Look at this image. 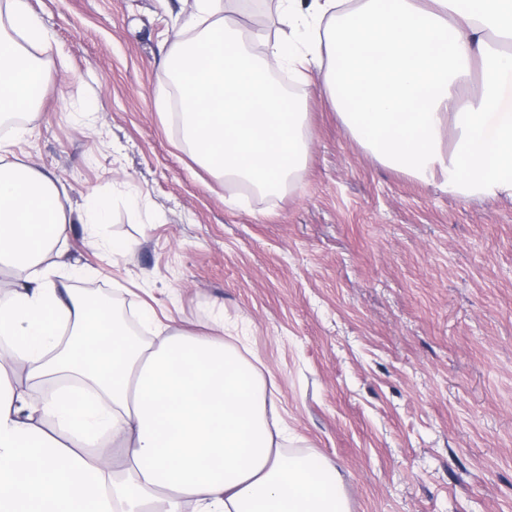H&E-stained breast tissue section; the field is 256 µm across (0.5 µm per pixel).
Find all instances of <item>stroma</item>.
Here are the masks:
<instances>
[{"label": "stroma", "mask_w": 512, "mask_h": 512, "mask_svg": "<svg viewBox=\"0 0 512 512\" xmlns=\"http://www.w3.org/2000/svg\"><path fill=\"white\" fill-rule=\"evenodd\" d=\"M27 5L49 34L41 103L0 141L62 186L57 285L186 331L223 319L276 383L287 453L324 459L350 512H512V199L383 165L314 90L305 168L247 191L177 130L160 61L182 0ZM92 195L110 203L101 250L79 221Z\"/></svg>", "instance_id": "35a3bbf8"}]
</instances>
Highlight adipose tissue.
Wrapping results in <instances>:
<instances>
[{
  "label": "adipose tissue",
  "mask_w": 512,
  "mask_h": 512,
  "mask_svg": "<svg viewBox=\"0 0 512 512\" xmlns=\"http://www.w3.org/2000/svg\"><path fill=\"white\" fill-rule=\"evenodd\" d=\"M246 0H192L166 61L183 142L206 169L262 193L309 155L307 114L270 75L315 85L352 137L449 194L512 197V0H276V28L243 30ZM0 24V112L33 104L47 34L25 0ZM483 76L474 80L473 66ZM69 219L56 180L0 163V512H349L331 467L287 455L261 374L215 335L158 344L112 308L59 294ZM21 370L28 389L14 386Z\"/></svg>",
  "instance_id": "1"
}]
</instances>
